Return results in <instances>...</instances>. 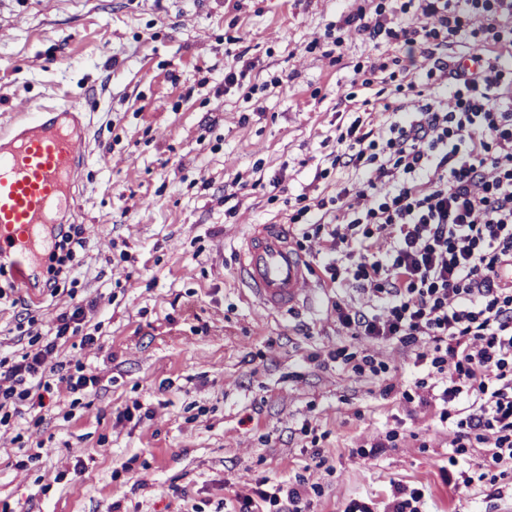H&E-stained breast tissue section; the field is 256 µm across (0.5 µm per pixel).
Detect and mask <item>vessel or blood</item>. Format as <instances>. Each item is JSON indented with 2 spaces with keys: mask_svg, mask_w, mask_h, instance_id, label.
<instances>
[{
  "mask_svg": "<svg viewBox=\"0 0 512 512\" xmlns=\"http://www.w3.org/2000/svg\"><path fill=\"white\" fill-rule=\"evenodd\" d=\"M87 110L72 100L48 115L16 112L0 125V262L24 287H33L53 251L61 215L76 207L73 187L88 151L78 117ZM240 270L264 309L289 312L311 299L308 260L286 225H253Z\"/></svg>",
  "mask_w": 512,
  "mask_h": 512,
  "instance_id": "obj_1",
  "label": "vessel or blood"
}]
</instances>
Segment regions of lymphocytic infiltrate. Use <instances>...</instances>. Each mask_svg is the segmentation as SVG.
<instances>
[{
    "instance_id": "1",
    "label": "lymphocytic infiltrate",
    "mask_w": 512,
    "mask_h": 512,
    "mask_svg": "<svg viewBox=\"0 0 512 512\" xmlns=\"http://www.w3.org/2000/svg\"><path fill=\"white\" fill-rule=\"evenodd\" d=\"M420 10L484 33L512 14V0H421ZM454 76L451 98L429 99L380 140L356 124L339 136L334 164L365 166L366 178L355 196H336L323 274L332 282L347 275L376 300L369 313L335 302L342 328L415 348L441 374L434 399L458 416L453 447L476 442L481 468L512 469V108L498 104L512 88V66L481 59ZM382 236L391 243L381 251L374 241ZM85 246L82 225H66L46 288L58 291ZM84 319L83 306H73L53 320L54 338H29L19 359L0 360V425L36 391L97 384L56 359L58 339L80 334ZM267 501L277 512H310L301 480L257 481L237 494V512H259Z\"/></svg>"
}]
</instances>
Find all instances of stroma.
<instances>
[{
  "mask_svg": "<svg viewBox=\"0 0 512 512\" xmlns=\"http://www.w3.org/2000/svg\"><path fill=\"white\" fill-rule=\"evenodd\" d=\"M0 0V121L23 105L89 102L90 160L70 224L87 228L77 282L57 294L0 276V359L82 304L84 332L59 344L96 386L55 387L0 428V512H216L262 478L322 489L312 512L351 501L383 512L391 484L424 492V512H512L455 452L454 419L423 408L440 383L413 349L351 335L332 305L369 311V293L330 282L308 242L311 302L262 309L238 252L254 224L298 214L363 170L336 166L355 120L385 130L442 89L404 40L346 25L365 12L416 22L417 0ZM449 67L500 47L437 29ZM233 81H225V74ZM395 385L382 396L383 379ZM380 439L393 446L369 456ZM476 482L462 494L449 475ZM187 497H180V490Z\"/></svg>",
  "mask_w": 512,
  "mask_h": 512,
  "instance_id": "obj_1",
  "label": "stroma"
}]
</instances>
